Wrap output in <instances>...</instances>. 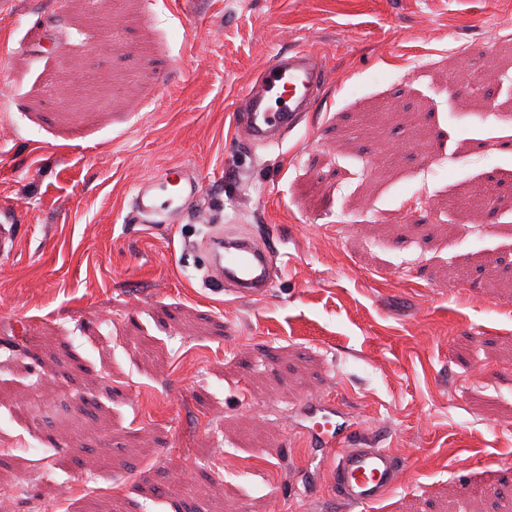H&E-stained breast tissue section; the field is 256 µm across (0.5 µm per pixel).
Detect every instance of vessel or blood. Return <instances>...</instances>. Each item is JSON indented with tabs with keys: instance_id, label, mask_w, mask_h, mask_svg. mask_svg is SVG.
<instances>
[{
	"instance_id": "b4317fda",
	"label": "vessel or blood",
	"mask_w": 512,
	"mask_h": 512,
	"mask_svg": "<svg viewBox=\"0 0 512 512\" xmlns=\"http://www.w3.org/2000/svg\"><path fill=\"white\" fill-rule=\"evenodd\" d=\"M325 78L322 57L297 48L270 56L258 79L242 92L233 109L240 139L247 143H281L311 111L315 91ZM203 182L179 164L144 178L130 206L145 224H166L172 217L196 211ZM210 254L208 277L214 286L238 299L267 297L278 272L274 254L252 239H228L223 232L205 241ZM301 417L309 424L316 447L326 449L325 459L338 501L349 508L365 507L389 494L399 483L400 457L388 448L371 445L342 447L354 425L329 403L307 404Z\"/></svg>"
}]
</instances>
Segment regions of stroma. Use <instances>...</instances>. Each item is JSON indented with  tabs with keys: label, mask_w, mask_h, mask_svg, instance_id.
<instances>
[{
	"label": "stroma",
	"mask_w": 512,
	"mask_h": 512,
	"mask_svg": "<svg viewBox=\"0 0 512 512\" xmlns=\"http://www.w3.org/2000/svg\"><path fill=\"white\" fill-rule=\"evenodd\" d=\"M326 81L279 144L232 108ZM184 165L201 209L130 211ZM0 507L342 512L312 397L402 460L364 512H512V0H0ZM270 295L209 285L212 225ZM49 401L56 417L18 418ZM325 72L323 58L309 49L270 56L258 79L236 100L233 117L239 138L246 143H281L301 115L311 112Z\"/></svg>",
	"instance_id": "35a3bbf8"
}]
</instances>
